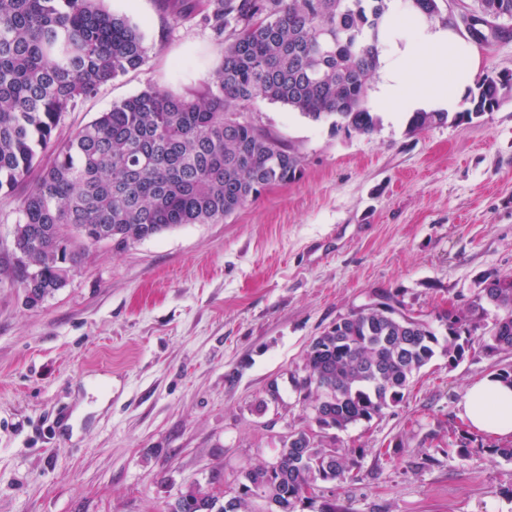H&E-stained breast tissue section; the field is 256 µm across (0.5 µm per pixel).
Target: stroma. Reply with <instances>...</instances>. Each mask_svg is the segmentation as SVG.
I'll use <instances>...</instances> for the list:
<instances>
[{
  "label": "stroma",
  "mask_w": 512,
  "mask_h": 512,
  "mask_svg": "<svg viewBox=\"0 0 512 512\" xmlns=\"http://www.w3.org/2000/svg\"><path fill=\"white\" fill-rule=\"evenodd\" d=\"M137 23L146 62L67 113L58 136L158 82L198 88L221 59L209 30L156 0H106ZM478 77L512 73V35L475 43ZM258 126L303 158L218 224H184L86 254L37 307L0 279V512H166L218 470L273 459L257 404L336 318L386 292L438 325L482 276L512 273V94L470 121L424 130L401 112L371 134L257 99ZM512 363L436 355L403 400L336 443L364 448L325 498L353 512H512V461L469 430V386Z\"/></svg>",
  "instance_id": "35a3bbf8"
}]
</instances>
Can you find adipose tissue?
<instances>
[{
    "instance_id": "adipose-tissue-1",
    "label": "adipose tissue",
    "mask_w": 512,
    "mask_h": 512,
    "mask_svg": "<svg viewBox=\"0 0 512 512\" xmlns=\"http://www.w3.org/2000/svg\"><path fill=\"white\" fill-rule=\"evenodd\" d=\"M479 66L476 51L450 29L412 26L401 0H390L381 39L374 108L390 111H455ZM477 430L512 436V386L492 377L472 384L462 411Z\"/></svg>"
}]
</instances>
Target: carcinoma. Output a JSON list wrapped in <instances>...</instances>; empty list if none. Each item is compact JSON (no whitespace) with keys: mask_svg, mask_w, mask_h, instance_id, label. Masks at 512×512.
I'll return each mask as SVG.
<instances>
[{"mask_svg":"<svg viewBox=\"0 0 512 512\" xmlns=\"http://www.w3.org/2000/svg\"><path fill=\"white\" fill-rule=\"evenodd\" d=\"M413 18L435 20L438 0H403ZM478 25L512 19V0H476ZM172 24L196 19L224 45L200 91L149 85L65 139L68 112L140 68L144 35L104 0H0V189L17 193L14 228L18 286L35 283L36 306L59 290L101 243L115 251L182 224H217L261 190L286 184L302 157L243 118L256 98L336 129L369 134L379 125L366 102L378 68L387 0H159ZM504 85L487 76L464 109L414 112L425 129L473 120L501 103ZM362 306L311 342L302 371L289 378L304 399L306 424L292 430L288 454L240 472L228 494L193 484L167 512H298L313 485L356 476L365 449L328 446L335 432L369 423L403 400L414 374L437 353L455 367L468 356L512 351V275L490 272L466 310L439 316L446 336L403 310ZM501 312L484 327L489 309Z\"/></svg>","mask_w":512,"mask_h":512,"instance_id":"obj_1","label":"carcinoma"}]
</instances>
